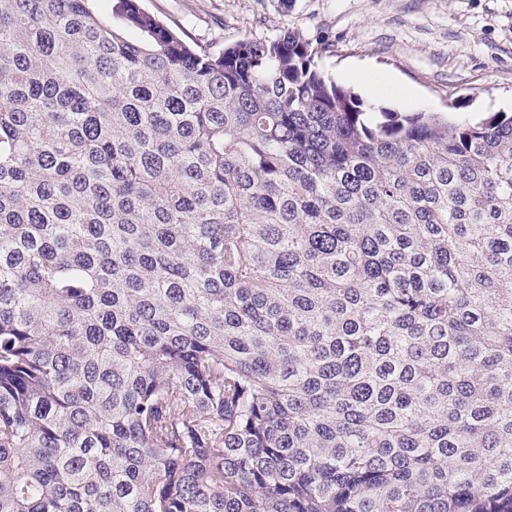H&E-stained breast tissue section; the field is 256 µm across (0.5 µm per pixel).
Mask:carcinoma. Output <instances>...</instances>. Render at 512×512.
<instances>
[{
  "label": "carcinoma",
  "instance_id": "carcinoma-1",
  "mask_svg": "<svg viewBox=\"0 0 512 512\" xmlns=\"http://www.w3.org/2000/svg\"><path fill=\"white\" fill-rule=\"evenodd\" d=\"M98 2L0 0V512H512V114Z\"/></svg>",
  "mask_w": 512,
  "mask_h": 512
}]
</instances>
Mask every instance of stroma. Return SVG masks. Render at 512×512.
Returning a JSON list of instances; mask_svg holds the SVG:
<instances>
[{"instance_id":"obj_1","label":"stroma","mask_w":512,"mask_h":512,"mask_svg":"<svg viewBox=\"0 0 512 512\" xmlns=\"http://www.w3.org/2000/svg\"><path fill=\"white\" fill-rule=\"evenodd\" d=\"M191 41L220 47L288 27L368 105L456 120L512 113V0H142ZM381 91L365 95L366 81Z\"/></svg>"}]
</instances>
